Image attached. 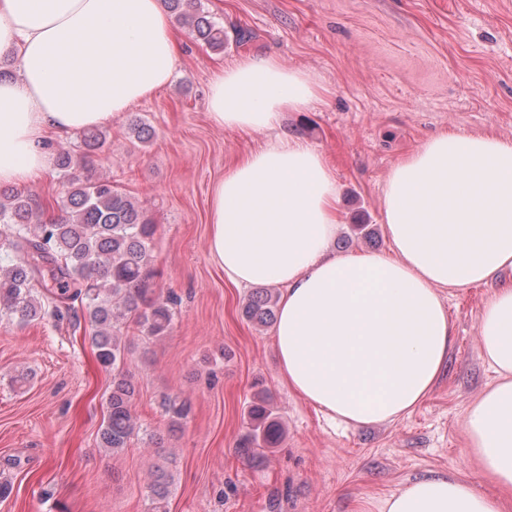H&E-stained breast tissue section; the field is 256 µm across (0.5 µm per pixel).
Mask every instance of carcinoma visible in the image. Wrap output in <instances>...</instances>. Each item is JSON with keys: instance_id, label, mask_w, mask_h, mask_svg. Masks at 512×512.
<instances>
[{"instance_id": "cac0c4a2", "label": "carcinoma", "mask_w": 512, "mask_h": 512, "mask_svg": "<svg viewBox=\"0 0 512 512\" xmlns=\"http://www.w3.org/2000/svg\"><path fill=\"white\" fill-rule=\"evenodd\" d=\"M165 3L197 40L213 50L224 49V25L207 15L199 0ZM103 143L100 130L86 129L80 157L58 153L57 168L68 176L58 219L42 221L29 194L0 191V248L15 254L0 266V312L28 323L47 316L61 322L82 311L97 362L112 370L98 447L115 453L129 447L141 430L133 412L136 386L126 370L133 348L123 340L122 330L133 325L154 339L168 335L175 298L154 287L156 225L111 180L91 173ZM276 313L277 297L269 288L254 291L242 307V316L261 326L273 323ZM161 408L178 424L190 413V402L178 394L166 395ZM247 416L251 430L239 442L241 452L255 456L280 442L283 426L270 397L257 396ZM171 485L172 475L155 467L147 485L148 512H169Z\"/></svg>"}]
</instances>
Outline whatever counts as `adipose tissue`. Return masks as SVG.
Returning <instances> with one entry per match:
<instances>
[{
  "label": "adipose tissue",
  "mask_w": 512,
  "mask_h": 512,
  "mask_svg": "<svg viewBox=\"0 0 512 512\" xmlns=\"http://www.w3.org/2000/svg\"><path fill=\"white\" fill-rule=\"evenodd\" d=\"M0 186L47 170L45 142L101 126L167 86L177 39L164 0H0ZM310 72L244 55L212 72L207 113L218 128L262 133L208 200L211 261L236 287L280 286L275 346L280 378L331 420L394 421L438 381L454 337L444 290L512 269V139L440 131L391 169L383 196L386 253L333 255L338 184L333 163L279 133L283 113L324 102ZM497 374L463 427L476 483L421 477L378 512H505L512 499V284L479 325Z\"/></svg>",
  "instance_id": "obj_1"
}]
</instances>
